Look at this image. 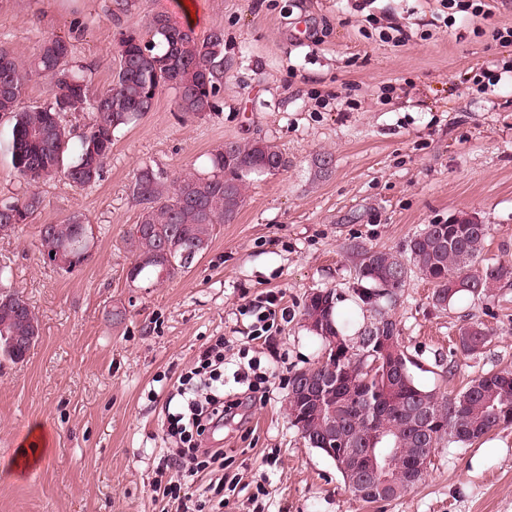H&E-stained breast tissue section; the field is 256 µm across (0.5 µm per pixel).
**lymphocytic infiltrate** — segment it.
<instances>
[{
    "mask_svg": "<svg viewBox=\"0 0 512 512\" xmlns=\"http://www.w3.org/2000/svg\"><path fill=\"white\" fill-rule=\"evenodd\" d=\"M199 363L196 375L177 386V408L167 415V433L179 440L180 445L165 456V467L185 478L197 477L207 469L223 471V449L205 447V436L223 425L225 414L232 409L258 401L256 381L240 369L234 373L239 392L225 394L223 342L204 349Z\"/></svg>",
    "mask_w": 512,
    "mask_h": 512,
    "instance_id": "lymphocytic-infiltrate-1",
    "label": "lymphocytic infiltrate"
}]
</instances>
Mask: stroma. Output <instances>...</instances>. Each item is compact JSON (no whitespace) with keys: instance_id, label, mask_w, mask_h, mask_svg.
I'll use <instances>...</instances> for the list:
<instances>
[{"instance_id":"1","label":"stroma","mask_w":512,"mask_h":512,"mask_svg":"<svg viewBox=\"0 0 512 512\" xmlns=\"http://www.w3.org/2000/svg\"><path fill=\"white\" fill-rule=\"evenodd\" d=\"M484 2L483 15L457 14L449 29L438 0H130L124 11L115 0H0V43L20 63L64 38L95 90L112 80L123 33H147L159 13L182 22L188 4L204 7L197 33L223 30L228 61L214 111L182 115L163 88L84 188L60 176L28 185L0 120V199L43 200L30 223L0 233V267L40 325L23 362L0 361V512H162L152 485L174 445L167 397L219 338L227 390L248 359L269 394L209 436L238 485L214 493L196 480L189 491L202 512H512V429L441 444L419 488L369 505L286 410L293 372L321 359L303 304L314 291L353 288L350 245L397 248L425 225L472 215L489 227L485 261L512 266V80L487 93L472 86L479 68L512 63V45L495 36L512 28V0ZM256 136L280 148L287 169L247 180L236 218L215 225L186 272L129 284L138 173H204L215 149ZM75 213L96 247L66 273L45 262L39 230ZM269 292L288 317L250 339L245 306ZM432 292L412 276L394 310L421 386L455 392L512 368V283L444 310ZM467 321L492 333L471 357L456 352ZM450 358L457 371L445 381L439 362ZM37 423L51 437L43 451L28 443Z\"/></svg>"}]
</instances>
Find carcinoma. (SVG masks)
I'll return each mask as SVG.
<instances>
[{
  "mask_svg": "<svg viewBox=\"0 0 512 512\" xmlns=\"http://www.w3.org/2000/svg\"><path fill=\"white\" fill-rule=\"evenodd\" d=\"M150 38L136 31L122 34L118 46L119 66L112 81L93 92L73 74L70 63L73 44L63 38L43 42L33 65L19 63L0 46V118L11 122L10 158L18 175L36 184L56 175L76 186L100 180L112 156L115 134L151 111L159 92L169 87L177 92V109L199 116L214 107L224 83V32L219 29L200 36L189 25H179L165 14L149 23ZM34 74L51 80V101L43 106L19 107L23 90ZM72 112H91L92 124L73 142L64 122ZM283 156L278 147L261 137L224 144L210 157L211 171L186 174L167 180L150 169L143 170L132 189L140 206L138 224L130 233L134 255L131 268L137 280L156 283L169 280L190 268L208 250L213 227L234 220L244 202L243 186L252 174L271 173L269 165ZM33 193L24 200L0 201V231L8 232L40 208ZM91 225L74 214L58 224L40 229L42 254L69 256L68 269L82 266L85 235ZM485 224H428L397 250H370L356 246V287L350 297L365 312L354 329L343 323L338 304L344 293L326 290L308 296L303 306L307 329L322 342L318 372L334 377L336 427L360 439L370 432L382 434V448H397L392 459V484L375 489L359 500L391 502L419 487L410 478V460L419 444L413 440L417 423L410 410L415 405L430 408L429 425L434 447L444 442L466 444L492 431L512 428V370L487 371L471 378L455 395L427 389L415 381V365L400 337L392 311L411 273L433 286V304L446 309L463 297L481 301L512 281V267L484 263L481 254L487 239ZM170 257L157 259L162 242ZM10 272L0 268V356L13 363L26 352L14 345L17 336L37 340L38 319L19 292L4 288ZM375 339L390 338L405 367L391 375L384 366H374L380 357L376 345L364 346L369 328ZM490 331L478 323L459 328L457 349L474 356L489 342ZM288 416L307 444L321 449L326 416L313 400H288Z\"/></svg>",
  "mask_w": 512,
  "mask_h": 512,
  "instance_id": "obj_1",
  "label": "carcinoma"
}]
</instances>
